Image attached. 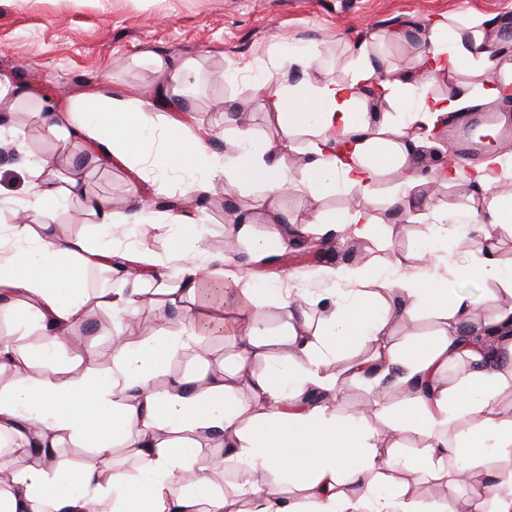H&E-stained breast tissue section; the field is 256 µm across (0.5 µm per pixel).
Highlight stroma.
I'll use <instances>...</instances> for the list:
<instances>
[{
	"label": "stroma",
	"mask_w": 512,
	"mask_h": 512,
	"mask_svg": "<svg viewBox=\"0 0 512 512\" xmlns=\"http://www.w3.org/2000/svg\"><path fill=\"white\" fill-rule=\"evenodd\" d=\"M438 15H453L462 21L485 15L512 23V0H0V81L22 93L21 98L0 102V137L19 143L17 149L0 156V248H12L8 228L17 203L32 199L39 168L46 162L62 202L53 224L37 229L38 239L80 237L101 246L115 241L94 216L67 202L74 178L82 181L88 195L104 200L118 214L134 213L142 197L181 198L189 192L198 204L183 210L181 216L199 225L201 238L186 242L183 256L169 251L168 239L175 226L169 211L158 208L152 212L154 225L147 240H138L139 227L130 224L115 242L149 252L159 271L173 276L187 257L199 266H210L213 257L223 252L230 231L222 182H208L201 173L190 178L133 167L100 153L78 133L58 141L46 134L43 115L79 111L87 95L135 99L148 112V145L160 144L166 124L174 119L191 130L207 131L211 151L221 158L238 145L237 112H248L255 142L279 136L255 95L258 82L273 86L284 78H308V71L295 60L315 53L323 60L324 76L344 77L361 40L385 65L409 67L419 44L413 39L391 42L392 29L404 19L419 24ZM155 56L175 63L189 59L197 70L196 85L187 98L170 101L164 109L156 104L158 77L150 65ZM391 193L388 184L379 193L373 241L343 249L325 243L318 257L292 245L287 258L274 265L242 251L239 260L252 271L254 288L292 284L300 308L318 321L336 292L334 283L319 276L325 267L362 265L386 256L399 261L405 272L429 274L436 260L461 261V238L480 240L475 224L448 236L427 229L433 221V205L451 209L469 205L472 190L468 185L439 183L417 188L414 203L404 215L393 214ZM355 200L354 194L344 190L317 201L295 193L283 197L280 208L289 218L301 220L315 210L338 208ZM146 324L174 336L186 333L178 310L168 302H146L123 327L132 332ZM115 328L110 313L87 308L83 319L70 329L78 350L60 347L47 360L41 355L45 338L25 321L21 308L0 306V339L21 337L35 374L44 372L49 363L78 368L82 348L91 349L100 372L109 374ZM232 351L230 329L208 330L196 343L176 351L167 372L196 374L217 365ZM406 397L389 379L377 385L346 379L339 385L336 413L348 416L358 411L372 424L379 407L400 406ZM495 476V471L479 468L449 485L421 480L417 498L431 512L443 507L450 512H471L472 489L492 484Z\"/></svg>",
	"instance_id": "obj_1"
}]
</instances>
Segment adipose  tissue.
<instances>
[{"instance_id": "1", "label": "adipose tissue", "mask_w": 512, "mask_h": 512, "mask_svg": "<svg viewBox=\"0 0 512 512\" xmlns=\"http://www.w3.org/2000/svg\"><path fill=\"white\" fill-rule=\"evenodd\" d=\"M418 37L420 51L410 72L383 66L363 47L345 78L259 85L280 138L258 147L251 131L241 130L236 153L220 163L203 135L179 124L168 125L162 146L147 148L144 112L124 98L87 97L81 111L48 115L46 128L56 137L62 125H70L122 160L144 162L165 174L193 175L223 165L226 181L261 185L273 212L287 193L316 198L339 189L353 192L359 203L313 217L343 241L370 239L381 183L397 181L396 198L402 201L437 177L467 181L481 192L482 204L435 207L433 229L477 224L482 240L511 231L512 194L500 193L499 187L512 167V152L467 176L454 167L442 173L420 167L419 158L429 146L421 126L502 98L496 78L512 77V62L501 51L512 30L491 17L460 23L446 16L422 26ZM460 73L470 80L456 85L453 95L431 93V85ZM373 83L382 91L380 98L361 96ZM379 102L408 113L409 121L393 125L372 119ZM294 149L305 158L298 180L285 160ZM57 202L52 179L44 178L28 205L32 220L11 225L16 246L0 252V300L20 305L50 344L60 346L87 304L116 318L129 317L153 287L184 301L188 333L113 334L112 372L106 377L89 352L80 372L53 365L32 374L28 354L1 340L0 357L13 367L10 380L0 385V436H28L40 452L0 488V512H224L231 503L242 504V512H300L304 504L311 512H416L414 489L402 473L444 482L452 457L467 468L492 458L512 461V418L496 412L502 395L512 392V338L492 351L472 341L512 325V265L502 264L482 241L471 243L466 262L431 279H413L386 259L373 271L327 268L325 280L352 283L354 292L339 294L322 321L295 318L284 335L273 337L259 313L273 297L290 307L293 295L282 288H250L246 268L208 273L192 265L174 278L157 271L150 253L94 247L81 238L29 248L35 225L53 223ZM117 260L126 267L125 288L88 295L85 270L109 271ZM215 276L240 285L244 298L237 310L242 330L234 338L233 367L159 385L178 348L188 346L200 330L222 327L224 308L209 291ZM474 278L496 282L509 297L483 324L474 323L469 298L452 287ZM423 310L440 315L439 333L397 351L390 342L396 323L415 322ZM352 347L365 349L366 358L339 365L338 351ZM461 358L470 361V370L458 382L442 384L443 370ZM397 366L402 369L397 381L410 396L398 410L381 409L383 428L337 416L339 380H378ZM314 390L325 392L326 400H310ZM243 391L248 400L240 399ZM465 416L471 426L461 438H449V421ZM408 428L421 442L410 461L381 445L384 436ZM63 435L91 447L87 462L64 469L53 460ZM212 435L223 439V456L203 454L200 442ZM118 440L132 448L136 474L116 468L112 453ZM228 462L238 465L236 481L216 491L213 478Z\"/></svg>"}]
</instances>
